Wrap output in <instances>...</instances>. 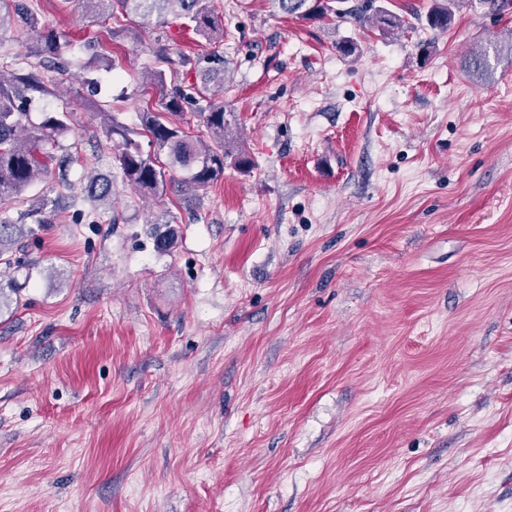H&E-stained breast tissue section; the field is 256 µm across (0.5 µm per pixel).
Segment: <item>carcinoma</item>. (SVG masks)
<instances>
[{
	"label": "carcinoma",
	"instance_id": "1",
	"mask_svg": "<svg viewBox=\"0 0 512 512\" xmlns=\"http://www.w3.org/2000/svg\"><path fill=\"white\" fill-rule=\"evenodd\" d=\"M279 9L295 14L302 19L321 18L331 5L325 0H273ZM369 2L359 12L348 11L362 22H370L382 33L400 26L398 16L380 7L370 16ZM452 2L435 5L427 14L430 29L445 33L452 16ZM84 4L100 13L132 14L149 23L153 17L174 12L194 24L195 31L209 37L215 31V19L210 0H84ZM10 24L18 27L23 37L31 41V52L36 56L57 60L65 54L67 45L61 43L52 31L39 26V19L32 11L28 0H0V29ZM49 76L39 73H12L4 77L0 73V204L3 205L20 196L38 178L47 175L50 165L56 160L50 147L57 138L69 130L70 112L62 110L46 114L37 126L21 134L28 113L19 111V103L31 99V94L50 92L62 69L48 66ZM149 84L156 88L161 98V111H144L140 114L142 129L147 131L158 153L167 157L170 167L183 173L182 183L187 191L207 189L224 175V160L231 155L230 142L226 140L231 121L226 118L224 106L216 103L214 95L202 87L199 100L207 102L199 108V115L214 144L209 145L198 136L187 134L181 127L183 104L188 100L178 86L167 88L166 73L156 70L147 73ZM107 133L112 137V150L127 183L141 195L152 196L163 187L165 172L144 156L133 138L135 131L119 124L110 112L101 113ZM87 197L95 202L112 199V182L104 177H94L85 186ZM20 225L8 217H0V264L8 269L20 267L14 257ZM19 291L17 279L10 277L7 285L0 284V311L10 307L13 295Z\"/></svg>",
	"mask_w": 512,
	"mask_h": 512
}]
</instances>
